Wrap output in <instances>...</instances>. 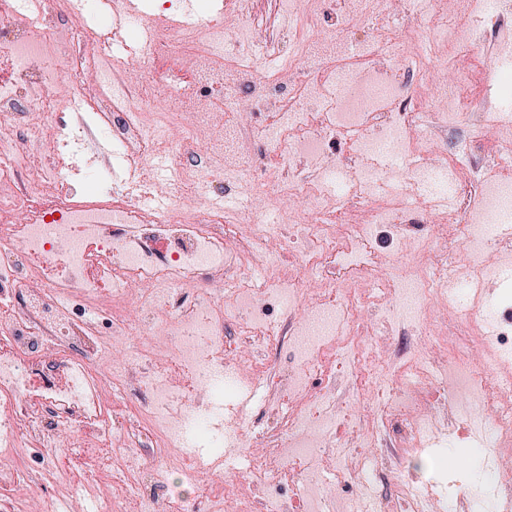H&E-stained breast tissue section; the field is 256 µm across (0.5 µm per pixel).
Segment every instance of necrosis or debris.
<instances>
[{"mask_svg":"<svg viewBox=\"0 0 512 512\" xmlns=\"http://www.w3.org/2000/svg\"><path fill=\"white\" fill-rule=\"evenodd\" d=\"M254 6L235 0L236 28L207 23L206 42L170 33L141 57L110 59L66 0L51 10L0 0V512H51L42 494L17 497L22 473L9 461L16 449L44 448L39 469L53 475L54 449L77 447L81 430L114 451L111 481L93 488L97 512H116L124 497L137 512H186L162 490L172 471L206 490L205 512H324L326 474L354 481L342 512H435L409 481L378 495L386 465L372 451L395 418L407 441L439 435L434 406L418 397L428 385L442 388L455 416L489 431L485 487L512 489V467L499 463L512 443V375L487 378L469 360L485 342L474 327L479 287L496 273L488 246L512 239L503 226L512 220V114L486 124L488 102L472 88L492 82L512 95L511 71L477 65L484 48L512 53V0L485 12L469 0L477 25L462 23L458 0H278L289 19L279 68L222 70L227 42L254 38ZM397 11L426 22L432 40L392 30ZM358 27L365 40L337 44L338 32ZM169 56L191 107L151 124L139 106L142 74ZM433 57L449 61L450 79L430 77ZM219 96L227 113L212 107ZM83 99L89 112L74 107ZM258 108L266 120L254 121ZM465 116L471 142L494 144L493 165L446 151L439 130L455 133ZM248 137L263 145L265 176L246 189L247 221L237 224L209 199ZM115 155L165 156L171 176L128 191ZM85 167L107 183L98 198L76 185ZM159 196L185 207L155 206ZM274 196L288 225L267 217ZM413 208L447 212L423 250L451 241L463 266L376 279V233ZM287 267L291 275L256 286V273ZM355 278L377 285L343 293L341 282ZM461 296L471 304L453 329L427 325L432 304ZM366 306L414 327L433 354H413L402 336L391 363L372 364L354 332ZM271 343L294 369L253 356ZM233 362L269 387L245 479L200 454L224 445L215 422L236 392L224 376ZM340 372L376 401L370 422L346 432ZM131 440L159 449L163 462L126 452Z\"/></svg>","mask_w":512,"mask_h":512,"instance_id":"obj_1","label":"necrosis or debris"}]
</instances>
